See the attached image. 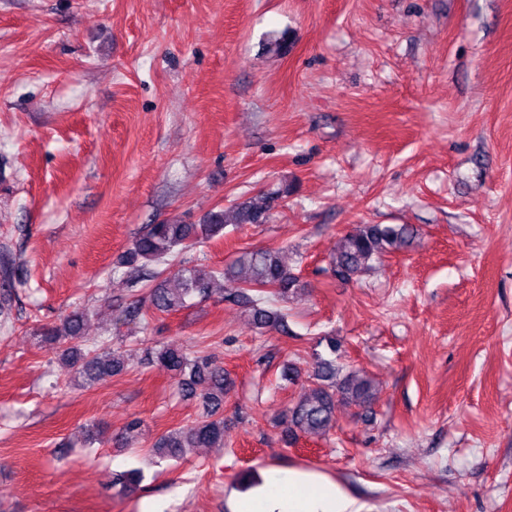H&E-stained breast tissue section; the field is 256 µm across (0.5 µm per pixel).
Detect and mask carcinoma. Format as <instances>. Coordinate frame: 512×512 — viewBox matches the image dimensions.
Returning a JSON list of instances; mask_svg holds the SVG:
<instances>
[{
	"instance_id": "obj_1",
	"label": "carcinoma",
	"mask_w": 512,
	"mask_h": 512,
	"mask_svg": "<svg viewBox=\"0 0 512 512\" xmlns=\"http://www.w3.org/2000/svg\"><path fill=\"white\" fill-rule=\"evenodd\" d=\"M289 193L290 185H273L227 210L211 213L203 224L169 221L148 225L119 262V266L126 268L123 272L126 281L133 285L156 277L157 268L192 247L198 237L219 236L228 223H268L279 201ZM414 237L415 230L409 224H360L339 239L330 269L337 277L348 280L367 270L373 261L401 251ZM219 278L230 288V295L247 308L259 332L286 330L287 314L275 302L288 300L298 289V277L282 261L280 251L269 248L245 250L222 270L202 264L183 268L180 287L154 286L150 289V303L162 312L178 311L186 306V299L191 296L207 298ZM85 320V312L75 311L61 324L44 329L41 338L53 345L70 343L60 351L59 358L71 370L72 381L91 385L105 375L122 373L129 362L119 347L99 350L76 344L82 336ZM144 360L170 371L181 390L201 389L204 406L200 419L170 430L156 440V457L180 458L188 448L224 447V394L232 386L224 367L207 355H192L169 345L145 349ZM374 398L370 379L354 372L343 374L333 362L319 358L315 382L300 394L279 425L288 441L319 438L333 428L338 405L366 406ZM141 480V472L131 470L117 475L114 486L118 487V493L126 495L134 492Z\"/></svg>"
}]
</instances>
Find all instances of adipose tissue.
Returning <instances> with one entry per match:
<instances>
[{
  "label": "adipose tissue",
  "mask_w": 512,
  "mask_h": 512,
  "mask_svg": "<svg viewBox=\"0 0 512 512\" xmlns=\"http://www.w3.org/2000/svg\"><path fill=\"white\" fill-rule=\"evenodd\" d=\"M231 512H361V508L320 472L270 468L257 486L233 498Z\"/></svg>",
  "instance_id": "ef3b65f1"
}]
</instances>
